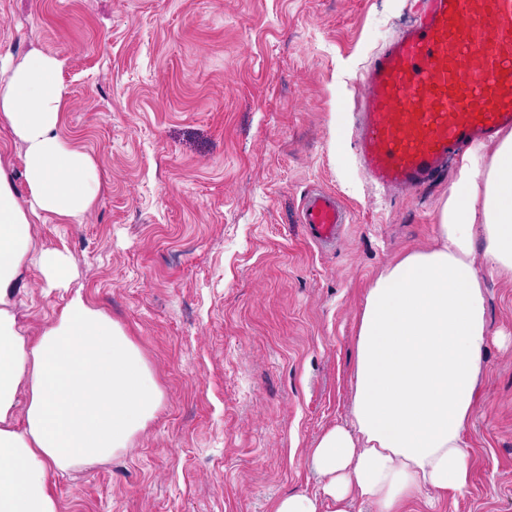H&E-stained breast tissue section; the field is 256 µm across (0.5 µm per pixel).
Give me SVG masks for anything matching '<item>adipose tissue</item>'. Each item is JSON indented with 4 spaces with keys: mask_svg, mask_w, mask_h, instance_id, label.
<instances>
[{
    "mask_svg": "<svg viewBox=\"0 0 512 512\" xmlns=\"http://www.w3.org/2000/svg\"><path fill=\"white\" fill-rule=\"evenodd\" d=\"M61 60L0 55V121L20 147L25 195L0 167V512H62L53 471L133 452L163 393L120 323L71 290L62 250L38 246L52 216L83 223L101 191L92 156L59 129ZM435 243L388 264L358 314L350 426L326 428L307 451L313 491L277 498L272 512H405L469 485L464 434L484 375L485 277L512 281V131L474 144L440 204ZM483 242L486 269L474 262ZM71 294L31 332L17 308L24 275Z\"/></svg>",
    "mask_w": 512,
    "mask_h": 512,
    "instance_id": "ef3b65f1",
    "label": "adipose tissue"
}]
</instances>
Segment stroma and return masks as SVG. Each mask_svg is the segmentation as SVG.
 <instances>
[{"mask_svg": "<svg viewBox=\"0 0 512 512\" xmlns=\"http://www.w3.org/2000/svg\"><path fill=\"white\" fill-rule=\"evenodd\" d=\"M415 0H0V52L63 60L61 134L102 189L40 246L141 349L163 393L133 453L52 473L62 512H270L314 490L306 461L349 425L356 314L379 270L429 247L457 172L403 194L357 153L361 77ZM349 213L323 250L305 195ZM27 322L64 292L29 270ZM488 342L465 434L470 483L410 512H512V283L486 281Z\"/></svg>", "mask_w": 512, "mask_h": 512, "instance_id": "stroma-1", "label": "stroma"}]
</instances>
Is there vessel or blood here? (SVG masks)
<instances>
[{
    "mask_svg": "<svg viewBox=\"0 0 512 512\" xmlns=\"http://www.w3.org/2000/svg\"><path fill=\"white\" fill-rule=\"evenodd\" d=\"M359 155L375 183L402 192L437 179L474 141L512 127V0H418V17L363 79ZM310 239L345 222L333 195L302 209Z\"/></svg>",
    "mask_w": 512,
    "mask_h": 512,
    "instance_id": "obj_1",
    "label": "vessel or blood"
}]
</instances>
